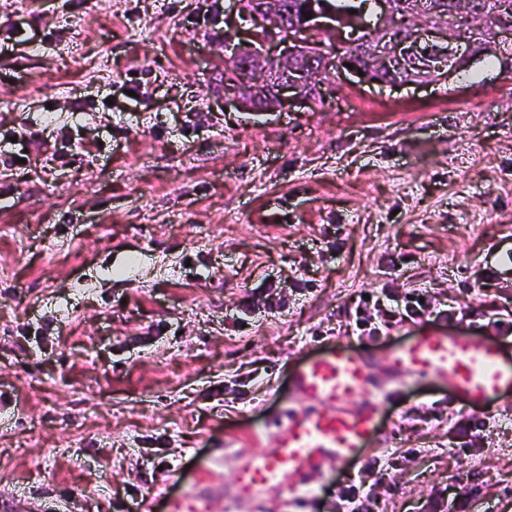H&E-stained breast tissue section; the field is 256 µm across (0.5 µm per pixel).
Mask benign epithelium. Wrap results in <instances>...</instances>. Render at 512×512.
Returning <instances> with one entry per match:
<instances>
[{"label": "benign epithelium", "mask_w": 512, "mask_h": 512, "mask_svg": "<svg viewBox=\"0 0 512 512\" xmlns=\"http://www.w3.org/2000/svg\"><path fill=\"white\" fill-rule=\"evenodd\" d=\"M379 21L369 26L344 14L329 3L310 7L305 16L288 24L280 20L278 0H234L233 8L252 23L248 37L239 39L233 56L226 59L230 71L249 86L224 97V103L249 112H280L296 101L312 103L322 94L327 75L346 69L368 84L401 87L428 85L451 79L471 67L472 61L496 55L507 56L512 45V0H503L492 19L481 17L468 29L450 31L432 25L425 17L399 14L395 0H377ZM346 27L352 29L348 47L355 56L333 58L322 49L321 35L335 39ZM374 61L394 70L413 65L421 75L410 79L374 80L359 60Z\"/></svg>", "instance_id": "7a95c632"}]
</instances>
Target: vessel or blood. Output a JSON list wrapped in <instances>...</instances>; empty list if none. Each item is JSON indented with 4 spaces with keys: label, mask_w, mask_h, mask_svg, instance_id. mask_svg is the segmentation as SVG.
<instances>
[{
    "label": "vessel or blood",
    "mask_w": 512,
    "mask_h": 512,
    "mask_svg": "<svg viewBox=\"0 0 512 512\" xmlns=\"http://www.w3.org/2000/svg\"><path fill=\"white\" fill-rule=\"evenodd\" d=\"M391 378H427L447 386L465 415L484 418L512 407V337L479 340L466 332L429 333L386 351ZM373 358L349 343L330 344L298 364L291 393L303 410L276 420L275 448L250 457L237 471L235 494L252 500L275 489L293 499L325 463L361 462L363 448L379 435Z\"/></svg>",
    "instance_id": "vessel-or-blood-1"
}]
</instances>
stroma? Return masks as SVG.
Listing matches in <instances>:
<instances>
[{
    "instance_id": "1",
    "label": "stroma",
    "mask_w": 512,
    "mask_h": 512,
    "mask_svg": "<svg viewBox=\"0 0 512 512\" xmlns=\"http://www.w3.org/2000/svg\"><path fill=\"white\" fill-rule=\"evenodd\" d=\"M232 0H0L40 39L0 54V512H322L334 463L294 503L233 494L273 421L302 410L297 362L354 342L365 292H419L495 337L512 312V72L391 89L330 77L321 101L225 106ZM75 99L95 103L72 112ZM490 273L483 284L482 273ZM286 302L265 306L266 294ZM366 475L382 512H512V420L449 431L448 389L378 372Z\"/></svg>"
}]
</instances>
